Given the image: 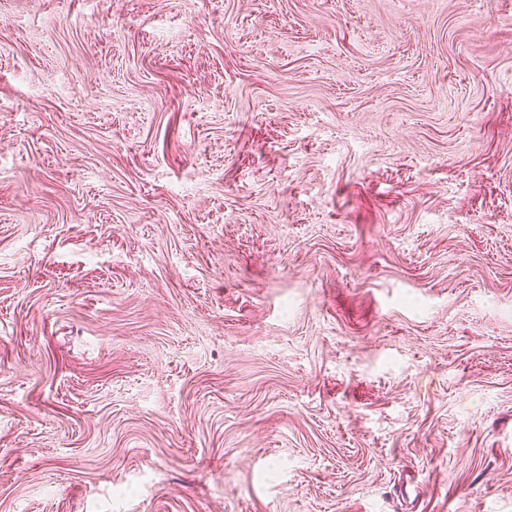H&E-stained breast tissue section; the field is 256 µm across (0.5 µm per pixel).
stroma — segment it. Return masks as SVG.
<instances>
[{"label":"stroma","instance_id":"obj_1","mask_svg":"<svg viewBox=\"0 0 512 512\" xmlns=\"http://www.w3.org/2000/svg\"><path fill=\"white\" fill-rule=\"evenodd\" d=\"M0 512H512V0H0Z\"/></svg>","mask_w":512,"mask_h":512}]
</instances>
